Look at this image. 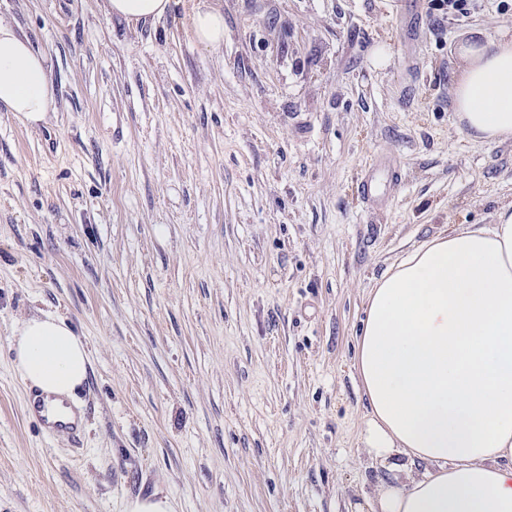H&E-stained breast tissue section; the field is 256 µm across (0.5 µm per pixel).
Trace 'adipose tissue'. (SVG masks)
<instances>
[{
  "label": "adipose tissue",
  "instance_id": "ef3b65f1",
  "mask_svg": "<svg viewBox=\"0 0 512 512\" xmlns=\"http://www.w3.org/2000/svg\"><path fill=\"white\" fill-rule=\"evenodd\" d=\"M175 0H104L129 26ZM452 106L474 142L512 139V31L456 48ZM53 101L47 58L0 16V105L30 126ZM16 376L39 394L74 399L88 378L86 342L63 317L23 319ZM368 452L405 454L418 470L380 482L370 512H512V210L423 243L371 291L355 339Z\"/></svg>",
  "mask_w": 512,
  "mask_h": 512
}]
</instances>
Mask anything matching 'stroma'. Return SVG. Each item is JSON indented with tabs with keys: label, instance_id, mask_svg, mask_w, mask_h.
Segmentation results:
<instances>
[{
	"label": "stroma",
	"instance_id": "stroma-1",
	"mask_svg": "<svg viewBox=\"0 0 512 512\" xmlns=\"http://www.w3.org/2000/svg\"><path fill=\"white\" fill-rule=\"evenodd\" d=\"M200 0L129 28L103 0H0L46 53L55 100L0 109V512H352L365 450L355 336L375 280L437 234L512 204V140L451 105L464 34L429 0ZM397 163L382 205L357 195ZM39 312L88 344L78 442L25 411L12 335ZM192 27L196 39L208 48L224 42V14L215 7L203 5L193 15ZM174 505L165 495L155 492L149 496L140 495L131 499L126 506L125 512H176Z\"/></svg>",
	"mask_w": 512,
	"mask_h": 512
}]
</instances>
